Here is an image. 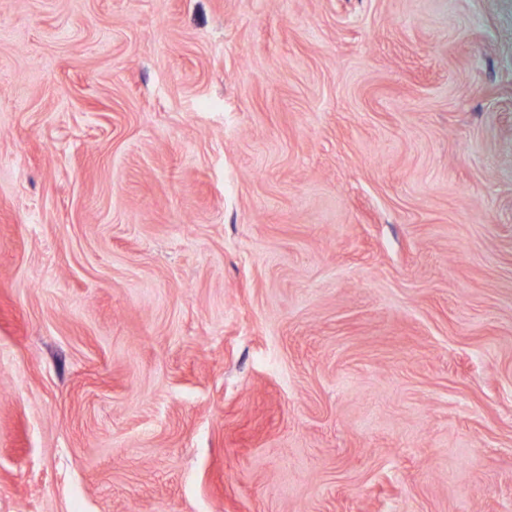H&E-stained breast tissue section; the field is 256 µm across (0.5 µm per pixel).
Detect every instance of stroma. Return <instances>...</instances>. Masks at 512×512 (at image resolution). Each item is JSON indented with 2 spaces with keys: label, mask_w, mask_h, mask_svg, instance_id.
<instances>
[{
  "label": "stroma",
  "mask_w": 512,
  "mask_h": 512,
  "mask_svg": "<svg viewBox=\"0 0 512 512\" xmlns=\"http://www.w3.org/2000/svg\"><path fill=\"white\" fill-rule=\"evenodd\" d=\"M0 512H512V0H0Z\"/></svg>",
  "instance_id": "35a3bbf8"
}]
</instances>
